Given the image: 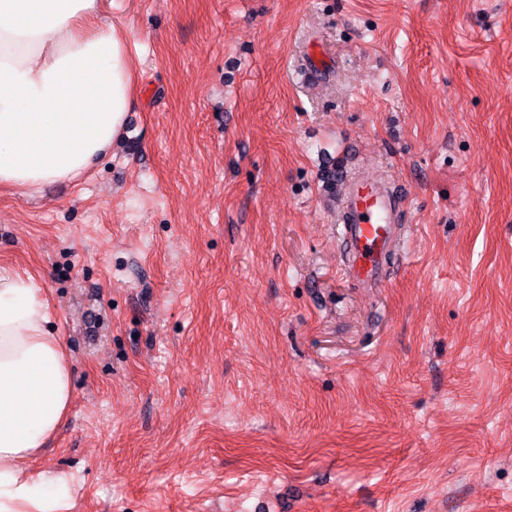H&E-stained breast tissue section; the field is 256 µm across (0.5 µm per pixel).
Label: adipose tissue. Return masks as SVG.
<instances>
[{
	"mask_svg": "<svg viewBox=\"0 0 512 512\" xmlns=\"http://www.w3.org/2000/svg\"><path fill=\"white\" fill-rule=\"evenodd\" d=\"M99 0H0V184L79 178L122 135L134 97L130 31ZM35 283L0 269V512H49L29 474L64 419L72 380Z\"/></svg>",
	"mask_w": 512,
	"mask_h": 512,
	"instance_id": "ef3b65f1",
	"label": "adipose tissue"
}]
</instances>
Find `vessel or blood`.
Segmentation results:
<instances>
[{
    "label": "vessel or blood",
    "instance_id": "1",
    "mask_svg": "<svg viewBox=\"0 0 512 512\" xmlns=\"http://www.w3.org/2000/svg\"><path fill=\"white\" fill-rule=\"evenodd\" d=\"M325 178L346 187L336 217L338 237L345 245L343 271L362 287L383 286L388 258L399 238L405 185L386 186L355 176L346 164L328 167Z\"/></svg>",
    "mask_w": 512,
    "mask_h": 512
}]
</instances>
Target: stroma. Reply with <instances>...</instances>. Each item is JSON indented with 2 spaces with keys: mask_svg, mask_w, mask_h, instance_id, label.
<instances>
[{
  "mask_svg": "<svg viewBox=\"0 0 512 512\" xmlns=\"http://www.w3.org/2000/svg\"><path fill=\"white\" fill-rule=\"evenodd\" d=\"M99 18L131 29L122 137L0 186V267L71 368L30 464L64 512H512V0ZM329 159L410 191L382 287L340 271Z\"/></svg>",
  "mask_w": 512,
  "mask_h": 512,
  "instance_id": "1",
  "label": "stroma"
}]
</instances>
